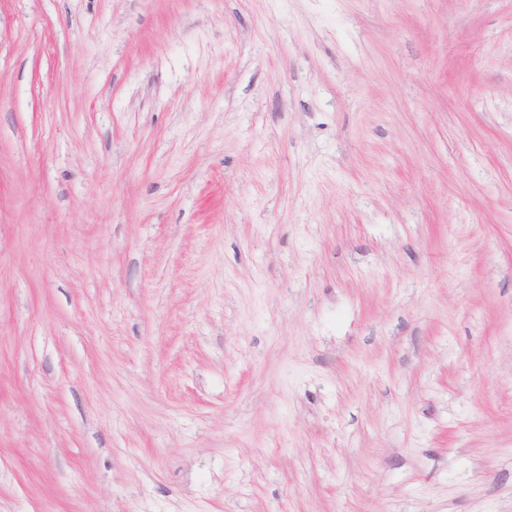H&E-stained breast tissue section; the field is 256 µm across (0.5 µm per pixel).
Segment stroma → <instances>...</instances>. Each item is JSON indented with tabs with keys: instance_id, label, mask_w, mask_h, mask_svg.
<instances>
[{
	"instance_id": "obj_1",
	"label": "stroma",
	"mask_w": 512,
	"mask_h": 512,
	"mask_svg": "<svg viewBox=\"0 0 512 512\" xmlns=\"http://www.w3.org/2000/svg\"><path fill=\"white\" fill-rule=\"evenodd\" d=\"M0 512H512V0H0Z\"/></svg>"
}]
</instances>
